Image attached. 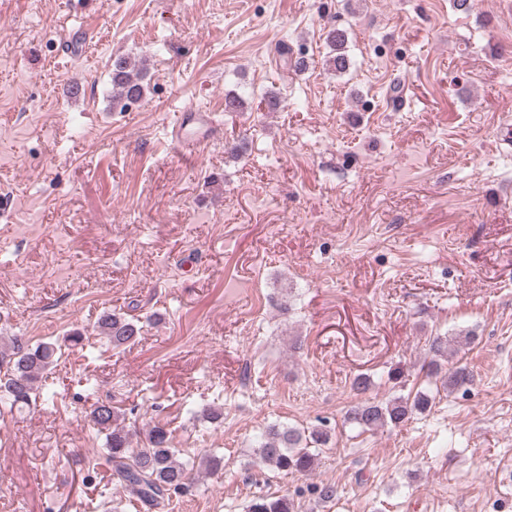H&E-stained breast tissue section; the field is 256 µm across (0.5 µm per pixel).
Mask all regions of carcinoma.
I'll return each instance as SVG.
<instances>
[{"instance_id": "carcinoma-1", "label": "carcinoma", "mask_w": 512, "mask_h": 512, "mask_svg": "<svg viewBox=\"0 0 512 512\" xmlns=\"http://www.w3.org/2000/svg\"><path fill=\"white\" fill-rule=\"evenodd\" d=\"M330 55L326 65L344 72L349 67L346 50L347 35L333 28L326 36ZM146 68L126 56L117 58L112 64V100L126 110L137 104L144 96ZM95 329L112 347L118 348L134 342L142 327L139 320L128 318L112 310L99 314ZM84 336L75 332L63 341L49 339L35 344L22 336H13L0 347V405L9 411L19 412L42 398L49 401L56 391L54 383L48 382L49 374L62 357V343L76 346ZM452 351L448 337L435 336L427 349V376L441 383L444 390L456 391L472 381L467 369L451 362ZM430 393L418 390L399 395L385 401L366 398L351 405L344 421L371 431L391 425L399 427L415 414H422L432 406ZM90 422L105 435L106 460L110 465L112 483L132 491L138 500L149 509L166 508L173 498L190 491L196 476L213 474L220 466L214 455L201 458L199 469L188 466L178 457L179 450L173 447L171 431L167 426L155 424L142 432L143 446L132 447V438L137 431L125 424V416L110 403L96 402L88 412ZM328 430L315 427L309 431L288 426L271 427L258 443L256 455L259 461L285 474L305 475L312 471L318 450L329 444ZM247 512H296L295 503L286 495H258L254 497Z\"/></svg>"}]
</instances>
